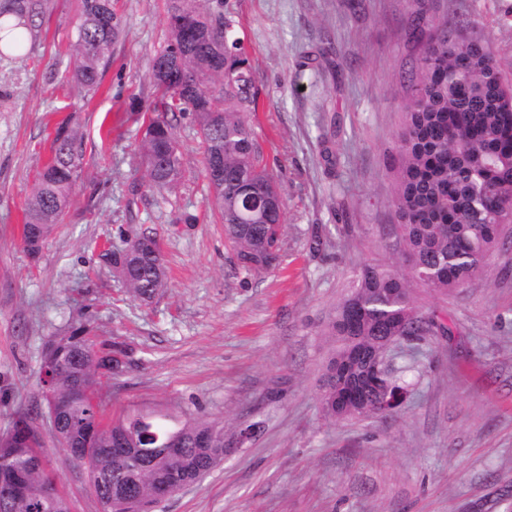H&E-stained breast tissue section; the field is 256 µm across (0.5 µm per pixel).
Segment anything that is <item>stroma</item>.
<instances>
[{"mask_svg": "<svg viewBox=\"0 0 512 512\" xmlns=\"http://www.w3.org/2000/svg\"><path fill=\"white\" fill-rule=\"evenodd\" d=\"M222 3L243 41L257 111L247 120L280 181L279 264L246 274L209 205L203 146L177 119L185 174L157 194L137 155L169 42V0H112L124 30L97 91L71 78L80 0H49L26 55L0 58V433L28 417L48 436L40 371L51 337L83 324L128 357L103 379L101 409L240 423L259 435L154 512H512V224L480 279L445 295L412 285L420 314L449 333L391 352L409 396L398 411L339 421L319 398L326 326L368 263L406 269L394 243L392 150L403 73L424 40L417 9L486 36L512 82V0H203ZM79 127L83 172L37 255L24 209L60 123ZM154 227L168 286L132 299L101 268L104 243ZM46 462L72 512H101L66 453Z\"/></svg>", "mask_w": 512, "mask_h": 512, "instance_id": "obj_1", "label": "stroma"}]
</instances>
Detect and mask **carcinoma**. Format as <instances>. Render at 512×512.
<instances>
[{
	"label": "carcinoma",
	"mask_w": 512,
	"mask_h": 512,
	"mask_svg": "<svg viewBox=\"0 0 512 512\" xmlns=\"http://www.w3.org/2000/svg\"><path fill=\"white\" fill-rule=\"evenodd\" d=\"M47 0H0V16L19 18L18 30L0 37V56H21L45 15ZM170 41L154 58L152 77L161 96L149 121L139 153L149 188L161 192L183 178L182 153H171L176 142L174 121L192 115L204 144V172L210 204L224 224L238 266L258 273L279 261L284 200L274 178L262 164L260 146L246 119L256 110L257 96L244 48L232 23L220 8L205 10L201 0H171L168 8ZM415 28L428 29L425 50L403 100L404 122L396 142V189L393 197L398 224L397 244L412 258L401 272L390 265L365 264L354 274L351 293L336 307L328 325L335 347L323 375L320 403L332 419L386 413L382 394L366 385L367 357L381 346L382 337L407 330L422 337L445 324L417 315L411 282L454 293L482 273L492 255L504 246L500 226L512 224V84L505 82L499 61L485 39L462 22L448 29L419 11ZM122 21L112 12V0H82L73 49L72 78L88 89L99 86L112 61V44ZM173 62L170 73L161 65ZM240 74L224 81V68ZM83 167L82 134L60 124L52 156L38 174L25 211L22 241L27 252L33 231L45 241L68 206ZM127 250L101 254L100 265L115 271L136 300L149 301L167 286L164 259L153 229L135 235ZM359 308L355 323L340 315L351 304ZM88 328L72 329L67 342L46 350L44 358L56 367L53 390L67 403L51 432L78 468L100 467L96 497L103 512H113L112 487L137 479L138 512L158 503L157 484L195 482L208 471L207 449L198 447L203 431H224V423L193 419L182 426L158 424L147 429L133 414L112 424L100 409L99 389L105 373L95 365L98 353L87 337ZM358 392L363 410L342 412L334 396ZM158 435L157 446L174 452L162 470L142 467L130 471V456L108 449L122 439L130 449L141 436ZM0 437V466L16 470L28 494L13 498L4 512H34L31 504L43 488L56 483L41 463V438L22 454Z\"/></svg>",
	"instance_id": "1"
}]
</instances>
